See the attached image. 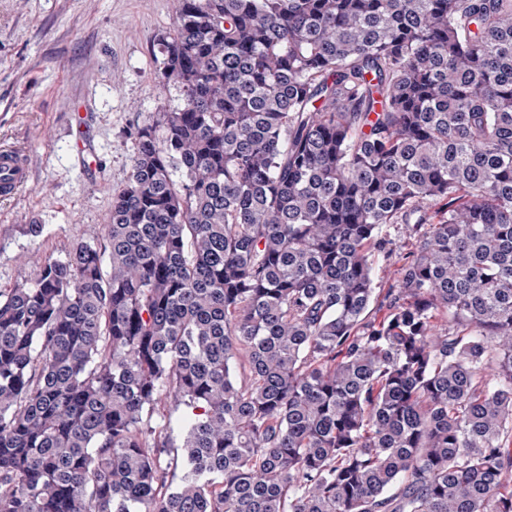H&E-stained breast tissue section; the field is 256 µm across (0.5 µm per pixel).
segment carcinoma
<instances>
[{
    "mask_svg": "<svg viewBox=\"0 0 512 512\" xmlns=\"http://www.w3.org/2000/svg\"><path fill=\"white\" fill-rule=\"evenodd\" d=\"M171 10L103 243L0 290V512H512V0ZM392 238L395 244L393 245V254L389 258V261H381L380 264L383 266L382 272L379 274L381 282L378 283L377 288H388V284L393 282L397 277L398 269L402 264V257L404 254L412 249V240L405 238L397 230L391 229ZM160 415L165 416V420H170L173 428L172 436L177 442L180 439V427L188 415V410L183 405L174 403L171 399L162 401L159 406Z\"/></svg>",
    "mask_w": 512,
    "mask_h": 512,
    "instance_id": "carcinoma-1",
    "label": "carcinoma"
}]
</instances>
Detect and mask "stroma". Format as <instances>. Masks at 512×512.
<instances>
[{
	"label": "stroma",
	"mask_w": 512,
	"mask_h": 512,
	"mask_svg": "<svg viewBox=\"0 0 512 512\" xmlns=\"http://www.w3.org/2000/svg\"><path fill=\"white\" fill-rule=\"evenodd\" d=\"M172 22L170 0H0V143L27 146L30 171L26 188L0 200V289L33 280L37 260L101 242L134 130L184 104L158 79L155 43ZM78 112L90 157L74 142Z\"/></svg>",
	"instance_id": "1"
}]
</instances>
